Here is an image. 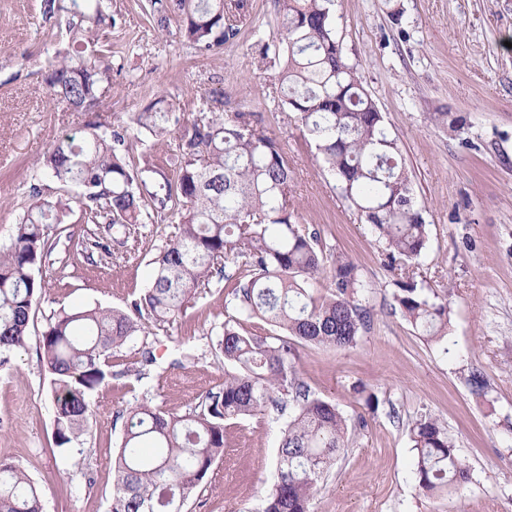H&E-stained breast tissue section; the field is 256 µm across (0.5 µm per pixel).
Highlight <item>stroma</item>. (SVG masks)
Here are the masks:
<instances>
[{"mask_svg": "<svg viewBox=\"0 0 512 512\" xmlns=\"http://www.w3.org/2000/svg\"><path fill=\"white\" fill-rule=\"evenodd\" d=\"M146 0H112L109 35L118 68L89 111L50 105L42 76L66 47L64 24L40 14V0H0V245L32 199L31 164L57 138L89 123L129 122L158 97L207 103L232 117L251 112L276 137L293 171L291 208L319 229L325 260L348 256L363 282L371 321L358 344L306 346L300 378L347 420L348 448L324 474L311 512H512V0H336L335 30L399 141L415 200L429 229L427 248L408 270L390 265L385 244L345 199L314 144L287 107L273 100L278 70L258 44L279 38L274 0H249L250 14L221 52L199 53L179 35V19L154 29ZM463 124L452 132L431 113ZM172 227L131 230L128 258L88 263L59 242L43 275L30 339L0 372V457L26 469L44 493V512H111L112 458L122 412L142 401L183 415L224 385L211 349L237 313L230 284L198 293L174 324L144 321L134 343L112 359V379L93 394L84 454L57 448L54 410L38 340L59 309L127 307L149 282L150 259ZM448 299V333L429 340L393 307L406 272ZM156 361L147 378L125 370L140 348ZM486 386L473 393L472 371ZM377 398L367 408L355 386ZM433 418L447 432L471 479L463 494L423 496L415 481L411 430ZM288 414L270 410L227 426L224 456L191 497L189 512H260L277 477L280 430Z\"/></svg>", "mask_w": 512, "mask_h": 512, "instance_id": "stroma-1", "label": "stroma"}]
</instances>
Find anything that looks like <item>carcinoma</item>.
I'll return each mask as SVG.
<instances>
[{"label":"carcinoma","mask_w":512,"mask_h":512,"mask_svg":"<svg viewBox=\"0 0 512 512\" xmlns=\"http://www.w3.org/2000/svg\"><path fill=\"white\" fill-rule=\"evenodd\" d=\"M282 38L259 45L262 60L280 65L275 92L294 122L323 156L344 197L385 240L389 257L415 260L426 249L428 227L414 202L398 140L367 94L357 68L341 54L333 22L335 0H275ZM247 0H150L149 21L165 30L180 18V34L199 52L224 47L239 32ZM44 20H66L68 48L49 62V100L87 111L112 84L115 24L108 0H40ZM183 109L159 97L131 122L89 125L81 138L53 141L32 163L27 210L0 246V368L27 346L34 305L46 292L42 268L53 250L49 229L66 234L76 254L124 253L130 226L168 222L173 232L150 260L148 288L125 309H61L38 345L49 376L56 447L76 450L88 431L92 395L112 377V357L134 341L141 321L172 324L214 280L233 282L240 314L258 318L277 335L249 334L224 321L216 351L224 360V387L208 392L200 410L178 415L148 401L125 410L126 423L112 460V512H187L186 506L224 455L226 422L293 406L281 430L278 479L263 512H310L321 479L345 450L346 419L336 405L311 393L300 379L298 349L311 344L355 346L368 324L357 299L363 288L353 261L336 256L324 268L316 229L292 220V170L275 137L251 112L228 120L199 105ZM178 136L167 161L170 180L152 151L126 161L122 147L147 135ZM79 205L80 221L105 225L106 235L75 237L63 226ZM330 274L325 293L311 285ZM402 316L431 340L445 336L448 302L402 281L393 294ZM416 477L427 495L458 493L469 466L436 420L412 432ZM0 512H42L30 475L0 459Z\"/></svg>","instance_id":"1"}]
</instances>
